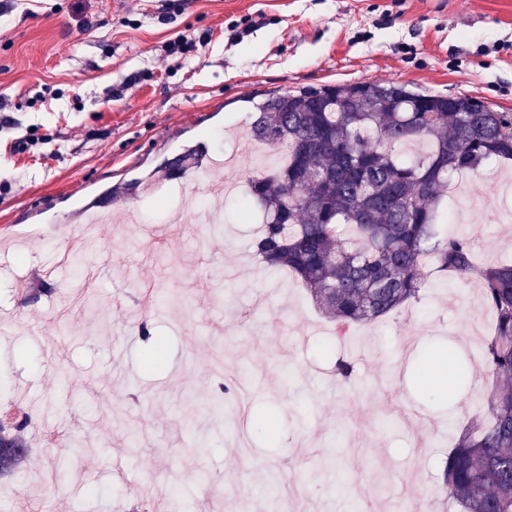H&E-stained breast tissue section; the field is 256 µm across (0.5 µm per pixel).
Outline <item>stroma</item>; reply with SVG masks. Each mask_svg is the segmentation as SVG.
<instances>
[{
    "label": "stroma",
    "mask_w": 512,
    "mask_h": 512,
    "mask_svg": "<svg viewBox=\"0 0 512 512\" xmlns=\"http://www.w3.org/2000/svg\"><path fill=\"white\" fill-rule=\"evenodd\" d=\"M178 35L186 45L170 52ZM356 82L512 113V0H0V265L23 242L21 274L39 291L12 294L0 274V413H29L32 447L0 483V512L27 501L35 512H148L151 493L172 494L176 512H289L298 484L299 512H394L412 494L459 512L442 473L486 404L482 347L495 322L477 283L429 261L419 300L341 340L298 279L260 263L239 202H224L219 233L190 213L160 221L172 186L192 191L199 175L158 181L164 160L250 142L266 94ZM131 182L133 194L113 198ZM102 201L145 221L99 227L80 265L91 287L70 264L44 276L77 214ZM436 228L469 237L476 265L512 260L501 198L454 215L441 206ZM141 277L182 306L141 311L130 285ZM90 298L104 316L86 312ZM155 339L164 360L147 372ZM444 351L470 371L450 400L417 375L424 354ZM340 359L351 380L337 376ZM331 448L334 471L322 466Z\"/></svg>",
    "instance_id": "obj_1"
}]
</instances>
